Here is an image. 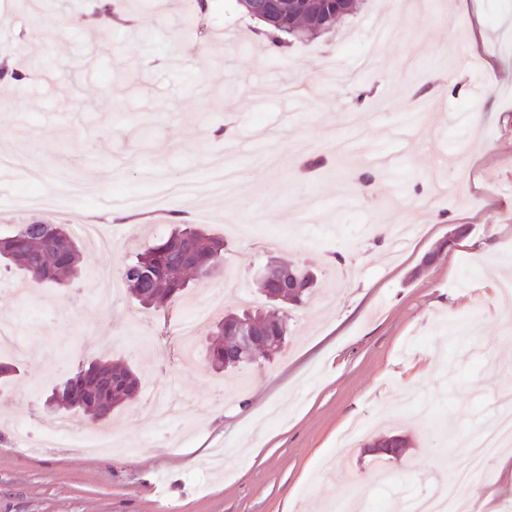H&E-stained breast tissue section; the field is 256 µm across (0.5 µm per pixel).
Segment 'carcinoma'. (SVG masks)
Returning a JSON list of instances; mask_svg holds the SVG:
<instances>
[{
    "label": "carcinoma",
    "mask_w": 512,
    "mask_h": 512,
    "mask_svg": "<svg viewBox=\"0 0 512 512\" xmlns=\"http://www.w3.org/2000/svg\"><path fill=\"white\" fill-rule=\"evenodd\" d=\"M317 17L295 5L293 10L283 9L277 18L267 24L285 34L279 40L287 44L293 39H303L328 33L336 22L351 12L354 0L336 7V0H322ZM11 264L22 271L28 285L60 284L73 277L79 268L78 240L66 224H21L13 234L0 237V262ZM224 261V240L211 237L195 224H180L172 233L153 239L137 252L120 270L124 285L140 306L149 309L161 303H173L186 288L185 275L192 271L204 277L209 269H216ZM300 279L297 294L281 293L271 285L264 286L268 301L279 305L280 310L265 315L248 311L229 313L217 324V340L208 353V360L215 369L235 368L253 364L245 355H238L224 345V337L234 335L239 318H248L256 326V334L266 344V358L280 353L288 336V312L284 308L304 305L316 283L314 273L296 266ZM140 394L139 377L120 363L89 362L75 375L59 384L50 402L59 415L85 419L89 413L98 419L107 417L112 408L135 399Z\"/></svg>",
    "instance_id": "cac0c4a2"
}]
</instances>
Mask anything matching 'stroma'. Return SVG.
<instances>
[{
	"instance_id": "obj_1",
	"label": "stroma",
	"mask_w": 512,
	"mask_h": 512,
	"mask_svg": "<svg viewBox=\"0 0 512 512\" xmlns=\"http://www.w3.org/2000/svg\"><path fill=\"white\" fill-rule=\"evenodd\" d=\"M127 3L137 27L92 24L83 0L36 14L0 0V58L26 74L0 112V154L40 167L38 193L58 199L20 210L26 175L0 184V235L118 216L104 227L116 246L83 241L85 273L65 285L16 295L20 273L0 266V323L35 348L29 358L0 351L20 367L0 378V512H332L340 499L380 512L432 493L512 382V310L498 292L512 276V0H427L421 14L411 0H362L335 30L284 54L261 40L258 20L225 30L235 0H216L190 35L178 9ZM379 21L378 59L358 69L355 51ZM458 47L494 77L481 100ZM326 55L349 66L344 85L322 72ZM58 66L71 78L52 79ZM419 85L431 87L432 105L411 126L403 116L417 112ZM228 124L238 130L235 191L119 205L189 172L206 182L225 156L211 132ZM317 154L325 165L304 171ZM362 172L370 183L359 184ZM175 212L223 237V264L158 308L106 295L103 271L119 272L154 226L171 231ZM406 224L428 232L402 248L381 233ZM275 259L317 272L316 295L293 313L278 357L212 371L206 349L218 321L264 308L257 274ZM211 288L224 291L221 311L183 341L181 322L208 307ZM91 361L133 366L142 387L175 390L200 412L156 431L136 401L88 421L137 446L132 456L20 448L19 431L51 433L47 397ZM218 390L224 402L211 404ZM356 422L365 438L398 435L411 446L382 462L359 445L324 469ZM217 448L226 456L214 475ZM505 455L488 461L474 493L494 512H512Z\"/></svg>"
}]
</instances>
